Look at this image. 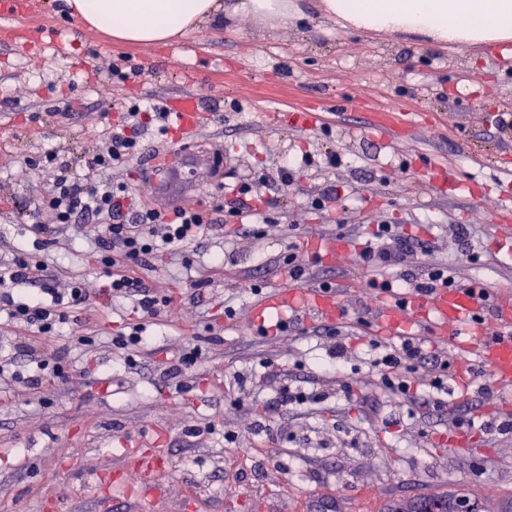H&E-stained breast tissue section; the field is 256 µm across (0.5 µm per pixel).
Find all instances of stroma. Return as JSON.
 <instances>
[{
    "label": "stroma",
    "instance_id": "35a3bbf8",
    "mask_svg": "<svg viewBox=\"0 0 512 512\" xmlns=\"http://www.w3.org/2000/svg\"><path fill=\"white\" fill-rule=\"evenodd\" d=\"M42 2L48 26L69 34L62 54L30 38L28 0H0V256L18 243L45 250L63 276L96 291L81 229L53 242L25 235L40 190L58 174L26 160L53 147L79 167L122 106L146 97L169 109L182 96L199 99L207 119L192 141L218 161L185 172L198 192L180 195L182 180L173 179L154 193L147 154L182 142L155 122L142 132L141 154L109 179L126 184L136 205L166 194L209 206L216 231L205 257L187 247L191 268L165 261L149 273L157 295L180 303L148 323V342L131 361L110 343L129 310L100 307L90 345L80 325L58 339L65 378L0 400V512H398L422 494L512 512V434L478 431L475 448L454 455L436 445L453 419L497 405L487 371L462 400L444 379L440 409L425 402L424 376L410 395L379 394L363 320L380 296L358 258L377 225L396 224L424 236L431 260L462 282L493 297L512 293V250L480 215L497 209L512 183V62L485 45L361 32L327 18L321 0H301L300 19H217L154 47L86 28L65 0ZM116 69L126 80L111 81ZM387 105L404 122L384 139L373 115ZM328 153L339 156L336 167H321ZM305 154L311 165L281 184L280 167ZM425 154L449 161L450 177L426 166ZM254 176L266 178L269 201L259 239L225 220L236 187ZM452 179L464 190L450 191ZM326 191L327 209H311ZM457 224L469 225L468 238L454 235ZM311 234L348 243L338 260L308 264L305 275L306 285L338 290L347 314L336 375L324 371L334 340L323 322L303 318L276 336L248 324L260 296L283 285L276 261ZM197 279L201 289L190 288ZM189 344L201 364L170 378ZM285 384L320 399L278 408L261 424L262 406Z\"/></svg>",
    "mask_w": 512,
    "mask_h": 512
}]
</instances>
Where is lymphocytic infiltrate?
Masks as SVG:
<instances>
[{"label": "lymphocytic infiltrate", "mask_w": 512, "mask_h": 512, "mask_svg": "<svg viewBox=\"0 0 512 512\" xmlns=\"http://www.w3.org/2000/svg\"><path fill=\"white\" fill-rule=\"evenodd\" d=\"M151 113L156 119L165 114L148 99L127 105L124 124L113 127L100 146L85 158L84 166L91 171H108L122 166L140 150L141 115ZM126 186L111 182H90L61 175L41 196L40 207L47 211L54 223L65 227L88 224L95 247L93 261L99 269L101 286L97 294L106 300L127 301L137 320L128 324L124 334L113 337L114 347L132 351L144 345L146 320L157 317L162 309L174 308L173 298L157 296L144 282L141 271L150 267L158 253H181L190 244L200 243L215 229L202 210L142 207L131 208ZM11 261H0V297L6 299L9 321L23 327L28 333L31 359L40 371L52 369L55 377H62V351L55 344L58 327L67 323L74 310L85 306L91 295L77 279L61 283L58 274L46 260L26 253L24 246L14 249ZM429 246L420 239L401 235L395 225H378L371 243L359 252V260L373 276L369 288L391 297L401 295L398 281L378 277V270L395 267L408 257L424 255L421 265L422 282L416 290L427 293L436 287H456L455 277L447 267L427 261ZM31 285V292L23 299H12L10 286ZM375 352L371 365L378 373L379 388L386 395H408L420 370H427L434 389H441L442 374L450 366L447 356L428 351L423 342L406 339L397 346L371 341ZM38 375L29 377L17 373L0 377V397H10L17 385L30 389L41 386Z\"/></svg>", "instance_id": "f902f5d3"}]
</instances>
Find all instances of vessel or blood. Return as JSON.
<instances>
[{
    "label": "vessel or blood",
    "instance_id": "vessel-or-blood-1",
    "mask_svg": "<svg viewBox=\"0 0 512 512\" xmlns=\"http://www.w3.org/2000/svg\"><path fill=\"white\" fill-rule=\"evenodd\" d=\"M192 147L172 153L161 151L149 161L152 169L177 172L179 165L195 158ZM311 258L323 259L343 252V241L326 237H309L302 242ZM476 301L465 291L438 288L429 295L400 305L393 301L379 303L373 317L374 332L380 337H418L429 331L432 339L447 345L457 359L453 375L456 395H467L474 384V365L483 366L501 387L505 388L501 405L512 407V297L498 299L491 318L483 324L474 323ZM282 318L311 316L327 322L343 317L341 301L336 293L318 288L283 287L260 298L253 307V320L264 324L270 314ZM445 452L453 454L472 448L474 440L468 433L452 429L439 439Z\"/></svg>",
    "mask_w": 512,
    "mask_h": 512
}]
</instances>
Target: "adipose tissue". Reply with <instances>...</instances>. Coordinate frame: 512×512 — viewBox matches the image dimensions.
<instances>
[{"label":"adipose tissue","instance_id":"adipose-tissue-1","mask_svg":"<svg viewBox=\"0 0 512 512\" xmlns=\"http://www.w3.org/2000/svg\"><path fill=\"white\" fill-rule=\"evenodd\" d=\"M87 28L160 46L223 10V0H67ZM325 14L360 31L430 36L458 45L494 42L512 58V0H322Z\"/></svg>","mask_w":512,"mask_h":512}]
</instances>
